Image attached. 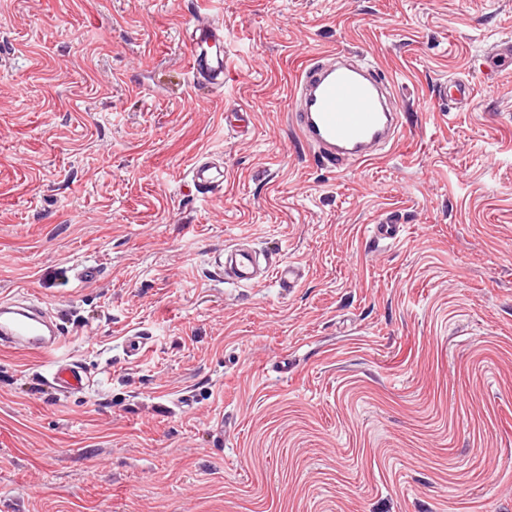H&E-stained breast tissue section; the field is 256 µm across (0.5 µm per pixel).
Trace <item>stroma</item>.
I'll return each mask as SVG.
<instances>
[{
    "instance_id": "35a3bbf8",
    "label": "stroma",
    "mask_w": 512,
    "mask_h": 512,
    "mask_svg": "<svg viewBox=\"0 0 512 512\" xmlns=\"http://www.w3.org/2000/svg\"><path fill=\"white\" fill-rule=\"evenodd\" d=\"M201 5L0 0V297L61 310L94 379L57 398L0 349V512H512V74L480 66L512 0H207L226 92L189 70ZM338 50L403 112L340 173L288 123ZM203 153L220 197L187 187ZM240 237L299 287L219 279ZM440 98L448 99L455 107L467 105L472 100V87L468 81L454 80L450 81L444 87H440L438 91Z\"/></svg>"
}]
</instances>
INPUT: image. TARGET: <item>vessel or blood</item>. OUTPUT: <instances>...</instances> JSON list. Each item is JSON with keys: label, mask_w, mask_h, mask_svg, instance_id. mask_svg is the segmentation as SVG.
Listing matches in <instances>:
<instances>
[{"label": "vessel or blood", "mask_w": 512, "mask_h": 512, "mask_svg": "<svg viewBox=\"0 0 512 512\" xmlns=\"http://www.w3.org/2000/svg\"><path fill=\"white\" fill-rule=\"evenodd\" d=\"M189 48L193 76L223 88L227 69L223 25L197 18ZM438 95L461 107L471 101L472 87L468 81L454 80ZM289 115L322 163L337 170L375 158L380 147L395 143L402 125L392 80L373 61L347 51L323 55L304 66L291 90ZM189 179L197 193L214 196L223 190L224 169L200 155L191 163ZM215 268L219 278L246 286L271 279L290 289L305 276L300 263L277 257L258 260L240 241L228 246ZM64 341L57 314L39 298L23 294L0 299L1 347H33L50 353ZM46 384L63 395L83 393L91 386V375L81 362L63 356L49 364Z\"/></svg>", "instance_id": "b4317fda"}]
</instances>
